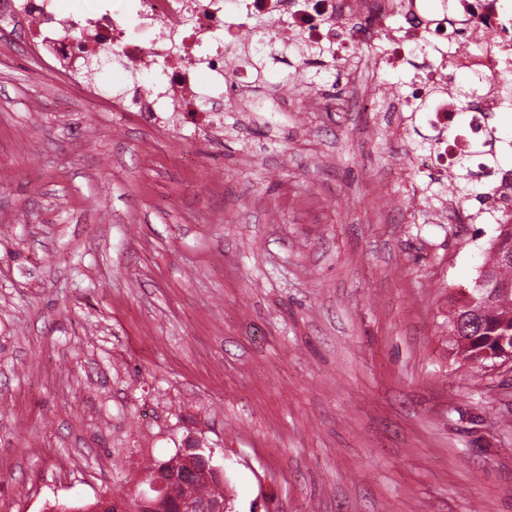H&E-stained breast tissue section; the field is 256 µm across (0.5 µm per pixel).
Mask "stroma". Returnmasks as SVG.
<instances>
[{
	"label": "stroma",
	"instance_id": "stroma-1",
	"mask_svg": "<svg viewBox=\"0 0 512 512\" xmlns=\"http://www.w3.org/2000/svg\"><path fill=\"white\" fill-rule=\"evenodd\" d=\"M0 24V512L141 489L211 448L238 512H512V370L448 310L496 225L450 224L423 125L356 112L405 76L269 63L220 136L171 135Z\"/></svg>",
	"mask_w": 512,
	"mask_h": 512
}]
</instances>
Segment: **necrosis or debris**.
<instances>
[{
    "label": "necrosis or debris",
    "instance_id": "necrosis-or-debris-1",
    "mask_svg": "<svg viewBox=\"0 0 512 512\" xmlns=\"http://www.w3.org/2000/svg\"><path fill=\"white\" fill-rule=\"evenodd\" d=\"M28 22L33 45L56 72L99 97L92 60L116 48L123 70L149 72L163 86L118 97L129 112H144L154 123L177 130L183 123L210 127L202 96L223 98L228 87L252 83L253 43L247 29L257 17L283 22V36L298 48L329 46L332 59L359 55L364 67L413 71L417 93L430 95L425 123L435 148L419 165L447 177L457 158L468 157L483 182L495 223H512V170L497 165L512 147L489 122L512 109V0H451L440 17L427 18L423 0H112L63 12L57 0H0ZM364 19L373 24L367 47L339 37L338 26ZM467 28L466 41L457 29ZM466 72L472 103L467 124L457 128L461 109L453 75Z\"/></svg>",
    "mask_w": 512,
    "mask_h": 512
}]
</instances>
